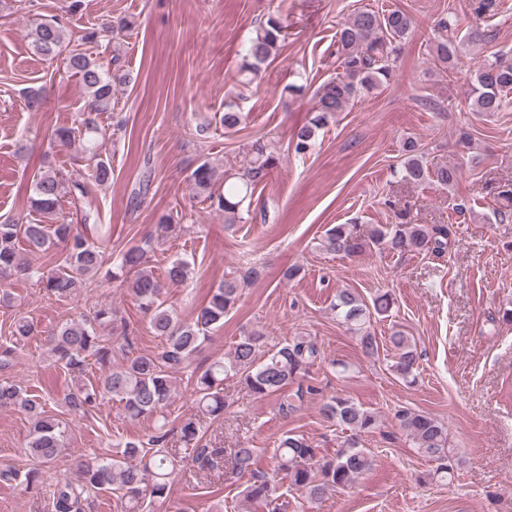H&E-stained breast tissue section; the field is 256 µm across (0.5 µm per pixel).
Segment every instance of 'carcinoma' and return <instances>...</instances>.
<instances>
[{
  "label": "carcinoma",
  "mask_w": 512,
  "mask_h": 512,
  "mask_svg": "<svg viewBox=\"0 0 512 512\" xmlns=\"http://www.w3.org/2000/svg\"><path fill=\"white\" fill-rule=\"evenodd\" d=\"M497 0H472L471 10L477 23L473 24L463 40L468 43L486 39L478 21L495 15ZM457 20L440 18L435 27L441 36L433 50L434 60L448 68L457 59L461 43L444 32L455 26ZM130 23L118 26L86 27L80 36L82 43H96L109 34L128 31ZM285 23L282 15H271L259 21L255 35L250 39L239 69L240 83L250 85L260 74L261 67L276 56L285 41ZM415 29V20L399 9L354 13L336 33L337 72L320 84L315 91L316 104L305 125L294 132L291 146L298 156H305L315 147L318 132L345 111L358 96L390 84L395 72L393 63L399 45ZM33 48L44 56H65L66 68L75 77L87 103L79 117L69 126L55 128L50 144L70 147L83 144L82 153L75 156L76 168L71 173L52 168L41 171L33 180L30 200L37 217L6 218L0 221V287L10 284L19 276L36 274L27 255L41 253L52 246L61 247V257L49 274L39 275L46 295L58 301L81 296L89 283L101 273L105 263L104 239L89 232L87 215L59 220L62 202H78L86 193L85 178L102 185L112 180V163L97 150L98 138L107 135L99 126L97 116L112 110V86L131 82L130 75L118 67V57H112L113 69L108 70L80 46L69 47L63 37V25L57 21L39 22L33 32ZM512 91V59H495L481 64L471 84L470 110L481 117L501 111L504 97ZM245 116L237 103L230 100L224 105L221 122L224 133H235ZM403 161L396 170L400 180L413 185L431 181L447 188L453 185L459 170L446 166L429 169L423 162L420 142L409 137L402 144ZM248 164L240 175L225 173L224 183L217 186L216 171L210 163H200L188 179L189 196L201 198L222 212L227 219L239 218L240 206L252 196L271 171L279 164V154L262 138L247 146ZM397 215L403 221L397 224H374L364 234L354 224H336L326 230L320 246L328 253L356 256L373 249L394 253L433 252L442 254L448 248L450 228L445 224H410L405 220L408 211ZM143 246L137 245L121 252L112 264V279L124 278L139 306L149 314L152 333L164 340L161 348L152 353L125 352L122 363L112 364V337L99 330L115 324L112 307L101 305L92 315L63 324L49 339L50 353L57 365L72 375L71 387L63 398L70 414L84 415L110 398L123 404L127 418L136 420L145 416L167 419L174 391L175 375L191 365L192 357L210 338V333L224 325V317L237 305L239 284L228 279L215 288L209 299L198 306L190 321L180 322L173 310L162 299V285L152 270L145 266ZM188 266L176 260L166 268V280L178 285L186 281ZM393 304L390 293L375 297L368 304L357 292L343 288L336 293L333 309L336 317L348 329L360 336L362 349L368 355L378 353L376 336L370 330L373 315L384 316ZM35 325L26 318L14 323V344L0 351V372H7L13 364L16 344L34 334ZM262 335L247 333L236 341L233 352L224 360L212 363L202 372H191L196 395V414L180 421V443L184 456L208 470L218 463L239 475H249L248 484L241 491L248 504H261L272 512H279L276 486L265 476L255 474L257 449L211 448L203 443L201 422L204 418L224 415V380L235 378L254 396L280 397L279 411L296 412L311 387L303 380L319 358L314 339L295 336L263 359L259 357ZM395 352L391 370L402 380L414 378L417 352L409 337L395 331L389 337ZM97 365L99 377L87 378L88 367ZM295 384L294 392L288 385ZM14 407L24 411L32 422L29 453L42 464L66 462L65 423L46 413L43 406L29 394L28 389L9 376L0 379V408ZM324 416L336 425L356 434L369 432L378 423L377 415L353 399L336 395L322 406ZM400 427L413 440L424 456L436 461V473L448 477L453 466L448 456V429L438 419L424 413L401 411L397 414ZM170 431L160 430L151 440V447L128 441L110 457H100L80 465L78 483L59 480L52 491L54 512H87L91 496L112 493L124 502L130 512H142L146 503L164 502L168 498L170 479L177 469V450L169 446ZM276 472L283 474L290 488L300 491L312 502L322 500L328 493L342 490L359 476L370 471L373 456L358 446L355 438L330 457L318 456L304 438L283 435L274 455ZM24 479L34 485L39 470L21 472L1 469L0 482L11 483Z\"/></svg>",
  "instance_id": "1"
}]
</instances>
